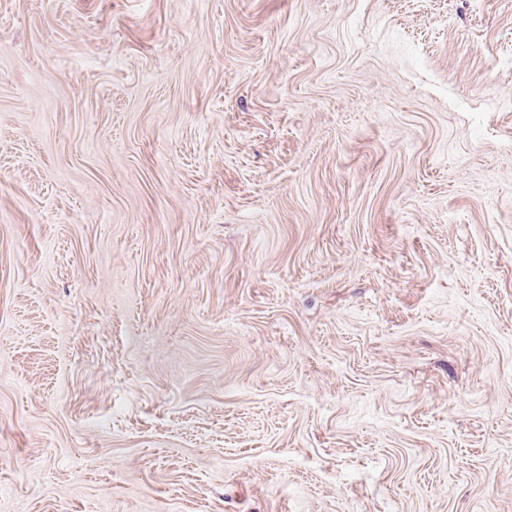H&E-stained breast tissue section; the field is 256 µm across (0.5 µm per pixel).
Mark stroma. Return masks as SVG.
Returning <instances> with one entry per match:
<instances>
[{
  "instance_id": "35a3bbf8",
  "label": "stroma",
  "mask_w": 512,
  "mask_h": 512,
  "mask_svg": "<svg viewBox=\"0 0 512 512\" xmlns=\"http://www.w3.org/2000/svg\"><path fill=\"white\" fill-rule=\"evenodd\" d=\"M0 512H512V0H0Z\"/></svg>"
}]
</instances>
